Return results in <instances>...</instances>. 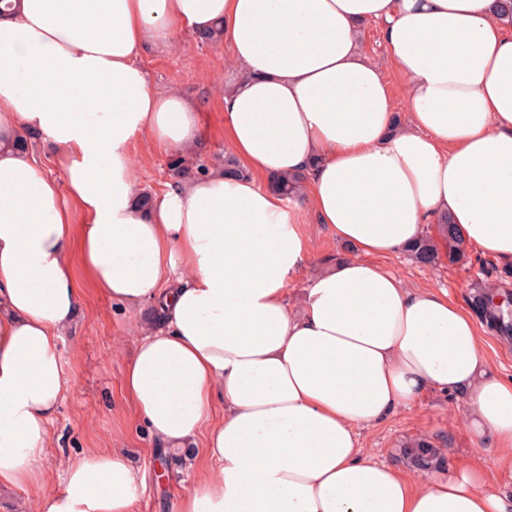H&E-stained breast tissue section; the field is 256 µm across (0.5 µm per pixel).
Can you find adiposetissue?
<instances>
[{
  "label": "adipose tissue",
  "mask_w": 512,
  "mask_h": 512,
  "mask_svg": "<svg viewBox=\"0 0 512 512\" xmlns=\"http://www.w3.org/2000/svg\"><path fill=\"white\" fill-rule=\"evenodd\" d=\"M0 9V487L40 486L71 384L60 353L75 267L134 311L123 389L163 448L204 444L174 512H512V381L474 318L379 260L449 222L512 264V13L502 0H4ZM406 84L397 122L361 24ZM221 29L220 98L240 177L215 168L141 206L131 145L188 152L199 107L151 89L137 58ZM36 134L53 145L47 175ZM301 175L294 199L268 187ZM86 222L73 238L74 213ZM342 254L296 301L306 220ZM431 393L462 397L478 444L422 476L363 452L361 429ZM223 416H216V407ZM39 512H133L125 449L66 461Z\"/></svg>",
  "instance_id": "ef3b65f1"
}]
</instances>
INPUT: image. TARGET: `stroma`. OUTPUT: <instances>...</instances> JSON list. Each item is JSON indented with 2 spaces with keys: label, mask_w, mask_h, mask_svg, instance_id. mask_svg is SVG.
<instances>
[{
  "label": "stroma",
  "mask_w": 512,
  "mask_h": 512,
  "mask_svg": "<svg viewBox=\"0 0 512 512\" xmlns=\"http://www.w3.org/2000/svg\"><path fill=\"white\" fill-rule=\"evenodd\" d=\"M363 46L368 56L382 65L394 106L402 104L403 80L387 62L379 25H361ZM231 46L226 40L200 42L196 36H177L164 53L151 49L139 62L151 87L159 92L176 90L187 98L204 102L202 120L207 138L194 152L195 159L213 167L223 164L224 114L216 103L220 84L227 80ZM142 191L156 194L166 189L174 176L169 169L173 150L154 145L147 137L132 145ZM310 242L311 258L297 274L294 288L305 287L321 271L323 256L336 253L338 244L320 224L303 225ZM385 267L413 287L434 286L447 291L459 305L469 303L473 287L494 283L497 259L468 249L463 264L424 267L408 255L385 258ZM83 299L74 334L64 337L60 351L71 389L61 402L50 428L53 448L40 462L48 477L47 489L58 486L61 464L94 448H122L134 460L145 482L136 512H173V504L191 488L196 471L182 457L158 448L147 428L132 414L122 386L123 368L133 350L135 315L112 302L90 283L82 285ZM455 396L430 394L410 410L399 409L381 423L362 429L361 445L379 460L406 471H414L403 451L405 442L424 438L437 452L435 469L454 472L471 457L474 441L454 410Z\"/></svg>",
  "instance_id": "stroma-1"
}]
</instances>
